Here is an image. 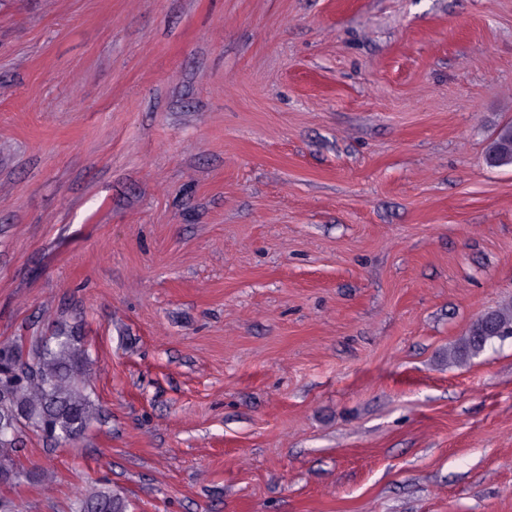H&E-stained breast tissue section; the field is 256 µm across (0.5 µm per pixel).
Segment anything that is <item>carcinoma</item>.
<instances>
[{
    "mask_svg": "<svg viewBox=\"0 0 512 512\" xmlns=\"http://www.w3.org/2000/svg\"><path fill=\"white\" fill-rule=\"evenodd\" d=\"M492 166L512 164V124L501 127L487 156ZM512 336V302L491 309L470 325L466 335L448 350V363L462 365L488 345ZM18 378L0 380V484L12 485L27 476L19 458V433L39 432L53 444L80 439L99 416L92 398L93 376L82 337L59 328L31 341L20 337L0 343V372ZM120 494L106 489L78 492L71 512H129Z\"/></svg>",
    "mask_w": 512,
    "mask_h": 512,
    "instance_id": "carcinoma-1",
    "label": "carcinoma"
}]
</instances>
